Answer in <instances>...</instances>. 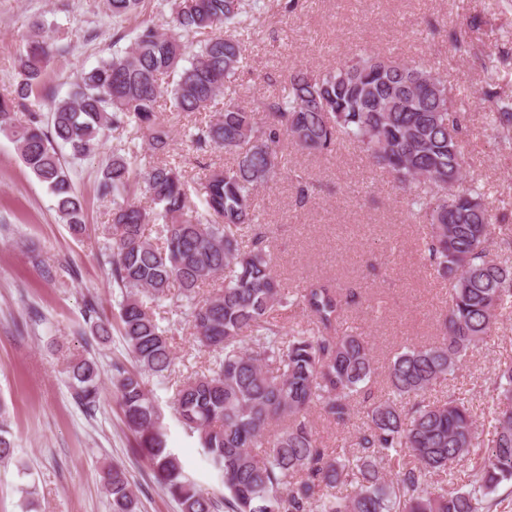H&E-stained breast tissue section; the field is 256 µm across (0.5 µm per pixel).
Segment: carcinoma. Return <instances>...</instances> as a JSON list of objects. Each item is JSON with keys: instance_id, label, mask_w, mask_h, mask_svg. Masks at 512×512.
<instances>
[{"instance_id": "cac0c4a2", "label": "carcinoma", "mask_w": 512, "mask_h": 512, "mask_svg": "<svg viewBox=\"0 0 512 512\" xmlns=\"http://www.w3.org/2000/svg\"><path fill=\"white\" fill-rule=\"evenodd\" d=\"M173 32L140 27L131 45L82 71L73 91L45 102L54 48L36 22L15 60V87L0 99V132L46 186L62 223L83 229V201L69 165L131 128L112 147L99 190L112 197L110 265L119 290L121 335L136 368L113 366L112 385L138 452L179 512H490L493 494L512 482V361L499 367L482 412L489 424L472 473L456 466L477 445L473 405L455 392H429L491 335L498 310L512 307V264L492 257L497 219L483 188L466 181L465 118L456 93L431 68L364 51L324 72L294 70L274 97L222 111L194 127L191 147L221 149L232 165L199 184L204 209L191 207L182 167L168 161L171 130L159 112H205L246 63L238 35L246 0H166ZM144 0H107L112 18L141 12ZM491 129L512 130V98L487 84ZM28 113L21 124L16 113ZM357 144L406 193L425 226V264L448 282L444 333L391 360L387 393L365 337L343 329L350 296L319 280L288 290L274 275L269 231L258 222L256 194L285 166L283 148L329 154ZM149 159L142 160L139 145ZM143 186L152 206L130 197ZM224 286L204 296L219 277ZM172 295L197 342L216 357L177 389L180 424L197 434L224 486L220 499L190 481L168 448L163 416L145 377L170 375V338L149 303ZM299 308L307 320L288 330L276 313ZM95 336L110 324L85 304ZM66 372L87 409L100 396L99 368L79 356ZM353 429L349 450L319 446L311 415ZM9 413L0 402V462L13 456ZM112 512H139L123 468L103 476Z\"/></svg>"}]
</instances>
